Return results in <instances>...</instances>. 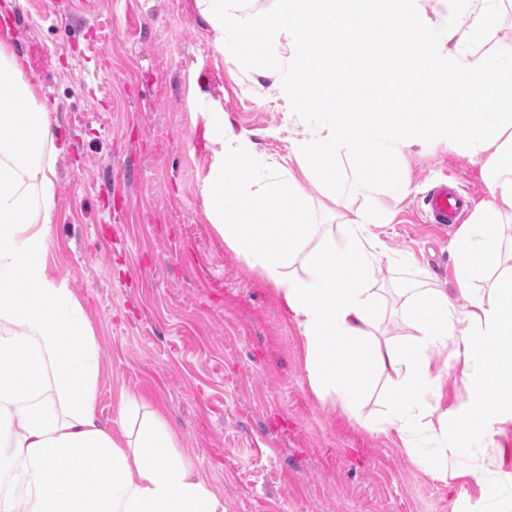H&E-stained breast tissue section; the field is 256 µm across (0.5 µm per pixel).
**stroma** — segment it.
<instances>
[{
    "mask_svg": "<svg viewBox=\"0 0 512 512\" xmlns=\"http://www.w3.org/2000/svg\"><path fill=\"white\" fill-rule=\"evenodd\" d=\"M25 79L50 107L57 143V210L47 241L58 278L83 305L99 347L98 416L114 423L122 396L156 410L177 451L224 500V512H484L475 480L440 479L382 431L383 387L356 417L318 397L299 328L276 289L226 247L203 209L213 154L203 112L220 107L256 152L282 159L305 130L270 92L271 61L226 60L194 0H0ZM396 163L410 180L402 199L363 197L359 161H344L340 206L328 211L302 180L320 224L369 204L394 260L374 270L375 335L411 328L400 288L431 280L458 307L455 230L425 222V199L445 179L488 200L481 166L444 138L412 146ZM449 470L512 473V420Z\"/></svg>",
    "mask_w": 512,
    "mask_h": 512,
    "instance_id": "obj_1",
    "label": "stroma"
}]
</instances>
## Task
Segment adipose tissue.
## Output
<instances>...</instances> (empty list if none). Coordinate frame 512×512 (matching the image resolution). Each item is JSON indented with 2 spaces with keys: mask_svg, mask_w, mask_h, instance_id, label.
I'll return each mask as SVG.
<instances>
[{
  "mask_svg": "<svg viewBox=\"0 0 512 512\" xmlns=\"http://www.w3.org/2000/svg\"><path fill=\"white\" fill-rule=\"evenodd\" d=\"M277 0L272 12L245 0H195L232 61L260 48L276 64L273 84L296 112L314 117L290 139L297 167L260 156L234 132L223 108L203 117L215 146L204 180L205 214L227 247L272 284L299 327L313 391L356 413L372 381L386 377L385 425L408 454L422 457L414 434L482 437L490 415L512 414V266L503 268L500 226L512 222V45L441 60V42L482 43L494 25L487 0H454L456 19L422 24L418 0ZM386 33L366 74V109L337 98L336 84L360 70L354 37ZM445 137L480 163L489 198L454 242V274L466 308L428 282L402 292L414 335L381 345L373 336L378 304L374 268L388 251L372 231L385 217L372 208L318 229L301 178L317 181L339 204L341 158L372 160L367 187L402 198L410 192L391 157L419 136ZM45 97L23 77L0 41V512H224V502L175 450L154 413L128 430L134 403L123 398L117 427L97 415L99 352L82 305L49 267L47 239L56 208L57 149ZM489 290L477 288L492 268ZM461 368L476 403L463 412L425 407L449 369ZM435 424H428V417Z\"/></svg>",
  "mask_w": 512,
  "mask_h": 512,
  "instance_id": "adipose-tissue-1",
  "label": "adipose tissue"
}]
</instances>
